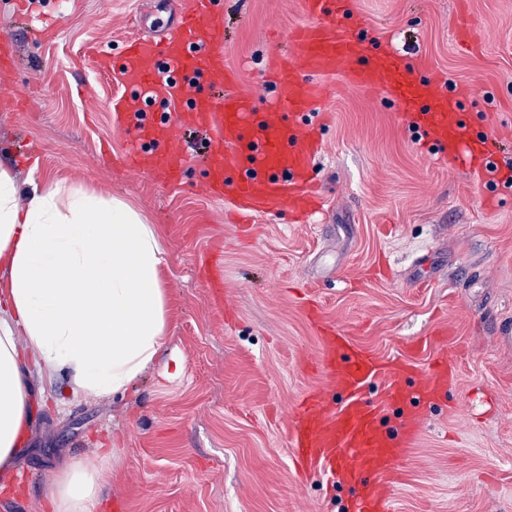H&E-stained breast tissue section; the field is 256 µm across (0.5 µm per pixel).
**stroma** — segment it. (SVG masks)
<instances>
[{
	"label": "stroma",
	"instance_id": "obj_1",
	"mask_svg": "<svg viewBox=\"0 0 512 512\" xmlns=\"http://www.w3.org/2000/svg\"><path fill=\"white\" fill-rule=\"evenodd\" d=\"M383 44L427 74L473 85L465 117L489 135L496 170L478 179L424 145L410 113L336 78L311 174L320 210L238 223L230 198L204 191L200 137L178 135L190 163L173 187L113 165L127 147L121 68L129 37L173 23L163 0H0L16 45L0 88V163L22 191L46 180L128 201L167 251L169 341L123 397L86 401L64 378L40 383L30 433L0 492V512H43L58 462L118 448L105 512H348L351 493L302 473L289 443L302 398L335 399L320 370L326 327L417 372L448 356L442 397L393 462L397 512H512V0H353ZM228 93L269 109L272 57L305 20L302 0H216ZM467 11L475 47L455 39ZM55 26L41 40L36 29ZM112 59L98 73L88 51ZM183 375H164L170 354Z\"/></svg>",
	"mask_w": 512,
	"mask_h": 512
}]
</instances>
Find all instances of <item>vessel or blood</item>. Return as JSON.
<instances>
[{
	"label": "vessel or blood",
	"instance_id": "b4317fda",
	"mask_svg": "<svg viewBox=\"0 0 512 512\" xmlns=\"http://www.w3.org/2000/svg\"><path fill=\"white\" fill-rule=\"evenodd\" d=\"M350 2L303 0L306 20L289 36L292 53L272 70L277 99L267 111L257 112L246 96L213 100L197 94L200 82L232 79L224 65V24L212 10L214 0H169L176 17L171 34L139 37L127 46L123 79L132 97L156 99L166 113L160 121L136 127L123 164L131 172L150 171L174 183L187 164L178 146L179 131L205 128L213 133L204 185L209 195L232 191L246 223L282 205L306 215L316 205L309 170L318 144L311 129L288 125L286 119L322 111L328 98L325 77L341 76L404 105L428 141L466 168L485 170V141L464 119L472 86L449 90L429 76L409 80L402 60L373 35ZM158 140L167 143L166 151L155 150ZM322 356L328 382L344 400L333 406L318 393L303 400L291 433L293 453L302 466L327 470L350 485L355 496L351 512H394L390 463L417 432L419 398L447 384L453 363L448 360L442 369L417 375L411 390L404 384L406 364L379 368L340 337H327ZM375 377L389 383L383 406L402 403L396 424H388L361 398L365 384Z\"/></svg>",
	"mask_w": 512,
	"mask_h": 512
}]
</instances>
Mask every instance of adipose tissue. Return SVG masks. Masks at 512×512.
<instances>
[{
	"label": "adipose tissue",
	"instance_id": "adipose-tissue-1",
	"mask_svg": "<svg viewBox=\"0 0 512 512\" xmlns=\"http://www.w3.org/2000/svg\"><path fill=\"white\" fill-rule=\"evenodd\" d=\"M165 249L126 201L60 182L20 193L0 165V474L31 423L34 381L67 376L73 395H124L165 348ZM113 448L55 474L50 512H102Z\"/></svg>",
	"mask_w": 512,
	"mask_h": 512
}]
</instances>
